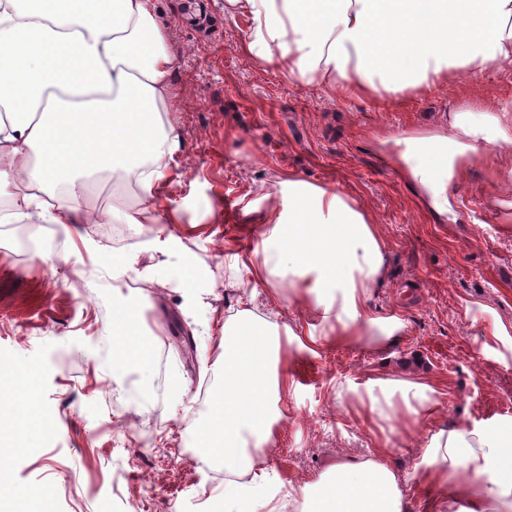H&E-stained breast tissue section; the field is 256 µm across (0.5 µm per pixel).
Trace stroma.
Masks as SVG:
<instances>
[{
  "instance_id": "35a3bbf8",
  "label": "stroma",
  "mask_w": 512,
  "mask_h": 512,
  "mask_svg": "<svg viewBox=\"0 0 512 512\" xmlns=\"http://www.w3.org/2000/svg\"><path fill=\"white\" fill-rule=\"evenodd\" d=\"M172 57L177 164L137 224L133 288L116 284L101 225L0 224V389L27 393L40 428L5 439L0 512H225L224 454L203 445L224 394V320L246 271L226 250L262 247V188L291 176L332 185L378 224L382 282L371 310L397 317L389 340L291 342L282 419L259 454L273 486L317 483L336 462L387 452L407 512H429L419 473L441 430L512 425V128L495 152L457 159L434 210L402 160L403 138L486 123L512 97V65H489L410 95L325 93L260 67L243 48L250 18L224 0H155ZM166 241L157 251L156 240ZM132 311L140 322L115 324ZM147 361H121L125 335ZM402 379L438 392L431 413L371 419L339 389Z\"/></svg>"
}]
</instances>
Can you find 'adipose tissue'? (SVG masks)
I'll list each match as a JSON object with an SVG mask.
<instances>
[{
  "label": "adipose tissue",
  "instance_id": "1",
  "mask_svg": "<svg viewBox=\"0 0 512 512\" xmlns=\"http://www.w3.org/2000/svg\"><path fill=\"white\" fill-rule=\"evenodd\" d=\"M249 12L245 50L257 63L276 64L289 81L362 97L380 91H428L451 76L478 75L512 64V0H224V12ZM154 0H0V195L13 215L56 224L68 234L82 224L157 223L158 185L179 145L167 117L172 58ZM494 111L512 124V99ZM459 122L448 137L451 156L493 149L501 125ZM111 174L118 191L132 190L144 207L88 212L83 176ZM266 216L262 251L249 259L246 309L224 322V410L200 432L224 449L226 512H247L259 500L268 512H293L304 489L267 492L253 448L261 447L288 392L282 336L292 328L256 314L291 292L318 317L309 343L333 336L350 342L390 337L401 323L371 312L382 280L385 249L377 225L338 189L288 179ZM364 411L386 418L430 411V388L379 379ZM512 466V428L439 431L424 454L421 481L444 491L436 512L467 499V512H512V480L492 475ZM477 478L458 484L460 475ZM317 512H406L385 455L333 466L319 483Z\"/></svg>",
  "mask_w": 512,
  "mask_h": 512
}]
</instances>
